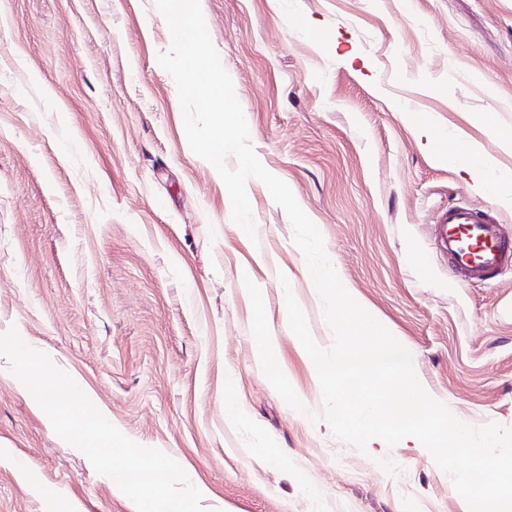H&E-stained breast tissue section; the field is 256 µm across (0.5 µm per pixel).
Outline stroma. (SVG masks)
<instances>
[{
    "instance_id": "35a3bbf8",
    "label": "stroma",
    "mask_w": 512,
    "mask_h": 512,
    "mask_svg": "<svg viewBox=\"0 0 512 512\" xmlns=\"http://www.w3.org/2000/svg\"><path fill=\"white\" fill-rule=\"evenodd\" d=\"M200 6L258 159L319 228L346 290L460 421L512 428V272L465 281L436 245L438 214L458 203L494 211L512 237V207L437 152L462 138L512 172L491 130L512 127V0ZM170 45L155 0H0V333L17 328L124 435L174 459L210 512H463L426 449L392 447L383 467L379 442L336 438L265 377L246 282L317 413L286 292L319 347L332 332L267 187L246 183L248 237L190 149L158 63ZM0 512H136L2 356Z\"/></svg>"
}]
</instances>
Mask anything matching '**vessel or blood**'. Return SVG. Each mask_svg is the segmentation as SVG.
<instances>
[{
    "mask_svg": "<svg viewBox=\"0 0 512 512\" xmlns=\"http://www.w3.org/2000/svg\"><path fill=\"white\" fill-rule=\"evenodd\" d=\"M438 222L448 261L464 277L480 279L512 266V243L492 211L459 205L442 212Z\"/></svg>",
    "mask_w": 512,
    "mask_h": 512,
    "instance_id": "1",
    "label": "vessel or blood"
}]
</instances>
